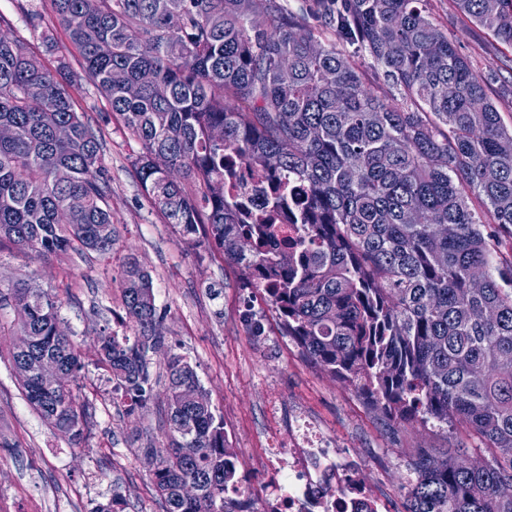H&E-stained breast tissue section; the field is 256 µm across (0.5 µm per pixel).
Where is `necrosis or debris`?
<instances>
[{
    "label": "necrosis or debris",
    "mask_w": 512,
    "mask_h": 512,
    "mask_svg": "<svg viewBox=\"0 0 512 512\" xmlns=\"http://www.w3.org/2000/svg\"><path fill=\"white\" fill-rule=\"evenodd\" d=\"M266 457L275 491L262 512H381L349 475L342 449L305 416H296L289 446L268 441Z\"/></svg>",
    "instance_id": "obj_1"
}]
</instances>
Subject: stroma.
Masks as SVG:
<instances>
[{"label":"stroma","instance_id":"35a3bbf8","mask_svg":"<svg viewBox=\"0 0 512 512\" xmlns=\"http://www.w3.org/2000/svg\"><path fill=\"white\" fill-rule=\"evenodd\" d=\"M440 30L477 71L496 75L489 94L505 124H512V49L455 11L451 0H427ZM41 12L32 26L29 11ZM11 33L33 51L53 31L66 45L45 0H0ZM67 79L77 108L103 140L102 166L112 187L119 241L106 256L69 250L48 256L0 241V284L20 276L62 302L64 325L81 349L85 375L76 390L95 410L94 425L80 446L50 431L27 404L8 356L13 336L0 337V512H91L120 495L125 512H164L141 453L146 444H167L163 385L147 408L127 414L111 385L94 366L96 326L116 325L123 255L134 253L153 278L166 341L195 366L224 431L241 462L239 474L255 512L271 489L260 464L266 440L287 443L296 414L324 429L353 462V477L376 494L384 512H404L403 478L415 449L453 445L461 427H422L388 420L354 386L333 379L283 336L260 291L241 284L237 269L204 235L184 240L141 192L133 162L140 143L107 112L88 81L78 53H68ZM265 318L266 332L249 335L246 304Z\"/></svg>","mask_w":512,"mask_h":512}]
</instances>
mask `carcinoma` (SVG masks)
Masks as SVG:
<instances>
[{"instance_id": "obj_1", "label": "carcinoma", "mask_w": 512, "mask_h": 512, "mask_svg": "<svg viewBox=\"0 0 512 512\" xmlns=\"http://www.w3.org/2000/svg\"><path fill=\"white\" fill-rule=\"evenodd\" d=\"M425 0H306V10L371 57L409 101L399 110L365 85L349 56L278 0H49L88 80L141 142L135 158L151 205L185 238L207 225L241 280L260 288L282 334L388 419L462 426L473 439L418 448L407 512H512V126L435 24ZM512 47V0H451ZM16 37H0V236L42 256L80 246L112 252L118 228L102 142L71 92ZM69 135L61 139L59 127ZM224 131L215 141L212 132ZM279 157L272 166L268 158ZM273 192L256 207L236 194L238 168ZM59 168L68 179H55ZM479 197L490 219L470 207ZM78 196L82 204L72 207ZM300 234L280 239V212ZM121 326L97 333L96 364L131 414L155 385L165 347L153 281L129 254ZM61 301L22 277L0 287V336L25 400L75 445L90 404L71 383L84 364L57 334ZM44 358L60 383L38 377ZM168 446L150 482L164 512H252L224 492L237 453L187 357L166 352ZM198 486L186 498L184 484Z\"/></svg>"}]
</instances>
